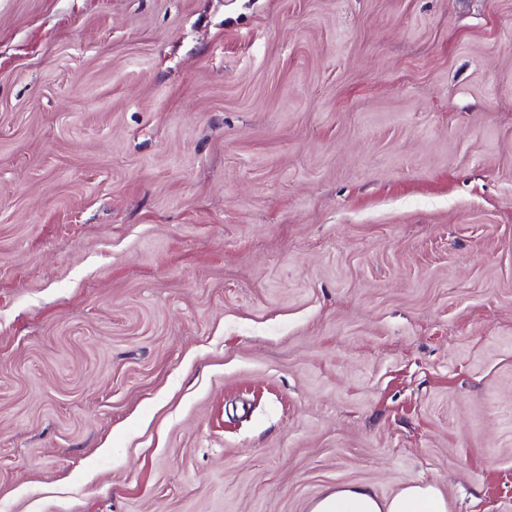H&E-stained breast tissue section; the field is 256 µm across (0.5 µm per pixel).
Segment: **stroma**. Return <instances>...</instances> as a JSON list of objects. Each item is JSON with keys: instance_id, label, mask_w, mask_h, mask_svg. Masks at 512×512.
<instances>
[{"instance_id": "obj_1", "label": "stroma", "mask_w": 512, "mask_h": 512, "mask_svg": "<svg viewBox=\"0 0 512 512\" xmlns=\"http://www.w3.org/2000/svg\"><path fill=\"white\" fill-rule=\"evenodd\" d=\"M512 512V0H0V512ZM448 502L431 484H410L388 498L372 487L349 484L328 489L317 498L310 512H447Z\"/></svg>"}]
</instances>
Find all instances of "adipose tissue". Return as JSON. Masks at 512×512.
<instances>
[{
    "label": "adipose tissue",
    "instance_id": "obj_1",
    "mask_svg": "<svg viewBox=\"0 0 512 512\" xmlns=\"http://www.w3.org/2000/svg\"><path fill=\"white\" fill-rule=\"evenodd\" d=\"M310 512H448L443 494L430 484H411L387 498L363 484L340 485L317 498Z\"/></svg>",
    "mask_w": 512,
    "mask_h": 512
}]
</instances>
